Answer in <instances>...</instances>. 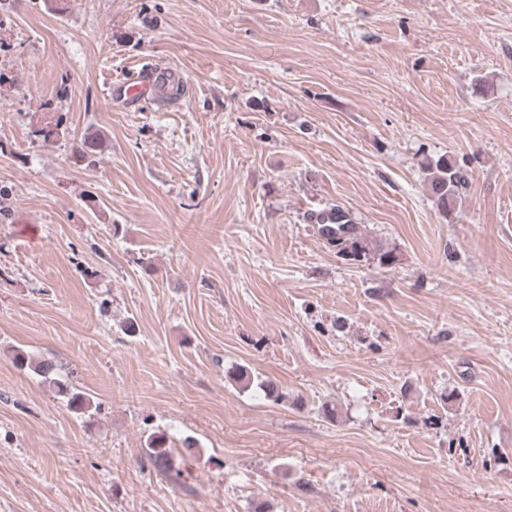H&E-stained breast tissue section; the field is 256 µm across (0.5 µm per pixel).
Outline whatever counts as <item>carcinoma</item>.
<instances>
[{
	"mask_svg": "<svg viewBox=\"0 0 512 512\" xmlns=\"http://www.w3.org/2000/svg\"><path fill=\"white\" fill-rule=\"evenodd\" d=\"M63 116L55 121L44 123L33 131V135L45 142L60 139L64 136ZM103 140L96 134L85 136L79 145L72 147V156L76 160L96 161L102 153ZM468 177L466 171L447 155L427 163L424 185L429 197L433 200L440 214L451 217L456 209V203L466 190ZM318 234L325 243L336 250V253L347 261L357 263L377 262L379 265L390 266L396 261L394 250L379 240L369 236L365 226L358 224L345 211L336 209V223L318 225ZM14 363L21 369L31 372L41 381L54 387L58 395L64 397L69 409L77 414L88 412L93 401L89 395L75 390L69 382L59 375L58 365L50 358H35L23 350L15 352ZM236 382L245 388L256 386L268 400L278 402L282 393L279 387L269 379H257L246 367H239L234 373ZM150 465L164 473L180 474L174 468L169 448L166 447L165 435L152 437L146 449Z\"/></svg>",
	"mask_w": 512,
	"mask_h": 512,
	"instance_id": "obj_1",
	"label": "carcinoma"
}]
</instances>
